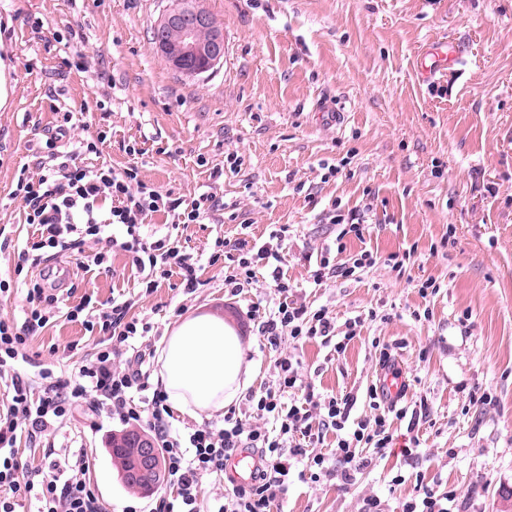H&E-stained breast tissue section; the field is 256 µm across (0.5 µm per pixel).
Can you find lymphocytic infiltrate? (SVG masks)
Returning <instances> with one entry per match:
<instances>
[{
    "instance_id": "f902f5d3",
    "label": "lymphocytic infiltrate",
    "mask_w": 512,
    "mask_h": 512,
    "mask_svg": "<svg viewBox=\"0 0 512 512\" xmlns=\"http://www.w3.org/2000/svg\"><path fill=\"white\" fill-rule=\"evenodd\" d=\"M56 116L54 128L45 136L37 173L21 168L12 191L24 205L26 223L36 227L21 250L24 261L37 266L52 255L82 251L87 241L94 240L107 248L86 255V266L105 264L110 250L124 252L149 293L174 270L184 292L195 293L201 286V266L219 263L224 266V285L232 294L258 284L287 293L281 255L287 225L253 244L244 239L233 244L216 235L206 258L181 252L172 241L173 231L183 224L223 223V202L208 191L185 202L141 180L134 166L118 170L79 165V157L97 152L107 134L99 132L94 140L74 139L73 112L60 109ZM158 213L167 217L163 235L146 233L147 219ZM25 300L22 317H0V512H20L30 503L35 512H105L86 479V449L59 456L54 448H46L43 465L31 469L16 448L19 429H26L31 438H43L80 407L124 424L146 425L153 432L168 490L150 512H201L198 495L203 478L227 479V461L243 448L258 457L253 479L217 495L212 512H272L275 502L286 495L291 477L315 483L333 471L343 483H351L370 468L374 457L393 449V422L404 420L413 428L429 415L427 404L408 408L387 400L383 390L373 385L366 397L376 412L374 421H351L356 396L316 392L302 380L301 360L288 354L277 361L275 386L247 393L254 417L239 416L231 408L222 424L205 422L180 432L172 427L167 394L151 382L153 368L138 340L148 335L152 325L131 316L133 299L118 295L104 309L87 295L69 307L58 294L35 282L29 284ZM60 318L83 321L86 330L100 334L93 358L73 379L33 364L24 352L32 336ZM365 323L359 315L348 318L346 331L340 334L324 307L296 306L283 299L260 316L257 326L270 346L285 339L296 344L317 339L331 353L340 354ZM125 352L129 361L117 365ZM330 432L336 435L335 448L319 452ZM367 448L373 449V456H364Z\"/></svg>"
}]
</instances>
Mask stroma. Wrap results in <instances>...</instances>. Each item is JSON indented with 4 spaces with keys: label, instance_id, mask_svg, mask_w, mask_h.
<instances>
[{
    "label": "stroma",
    "instance_id": "1",
    "mask_svg": "<svg viewBox=\"0 0 512 512\" xmlns=\"http://www.w3.org/2000/svg\"><path fill=\"white\" fill-rule=\"evenodd\" d=\"M170 4L0 0V56L9 62L0 104V277H42L18 255L16 242L32 228L10 192L16 173L36 163V143L55 119L47 94L57 88L59 106L78 114L74 137L107 133L99 154L82 164L137 165L140 179L188 201L209 184L232 205L235 217L222 228L180 227L181 251L209 254L216 232L233 241L245 223L254 237L288 225L289 301L326 306L340 325L360 313L378 318L330 361L313 340L264 349L247 310L267 308L272 290L232 295L215 265L202 271L195 293L183 294L173 274L147 294L119 252L109 266L88 270L74 255L50 260L65 279L68 305L88 294L102 304L116 293L136 295L134 312L152 323L154 350L181 317L220 314L256 368L252 389L271 384L276 361L293 350L304 381L328 394H357L355 412L367 417L378 339L393 345L413 379L410 395L426 401L419 456L404 463L387 456L352 485L332 474L294 483L272 512H363L373 496L395 512L419 479L456 490L458 512H512V0H205L224 28L226 54L197 78L172 70L151 40ZM57 34L70 36L84 70L65 71L62 52L45 48ZM437 39L455 40L469 63L428 86L416 59ZM323 101L343 106L342 128L317 123L314 109ZM128 141L142 143V154L124 153ZM232 155L239 167H230ZM324 161L342 172L324 179ZM214 171L219 179H211ZM335 207L367 226L363 239H348L347 254L407 251L403 269L379 264L313 286V258L336 236L324 220ZM429 278L440 290L421 296L418 286ZM424 309L428 318L416 319ZM96 340L81 322L61 319L30 338L26 352L72 377ZM475 392L488 403L472 404ZM125 430L83 408L50 442L87 449V478L106 512L153 500L122 483L106 450L107 439ZM50 443L23 430L17 437L22 461L34 467ZM395 467L405 482L392 488L386 476Z\"/></svg>",
    "mask_w": 512,
    "mask_h": 512
}]
</instances>
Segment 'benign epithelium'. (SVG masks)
<instances>
[{
    "label": "benign epithelium",
    "mask_w": 512,
    "mask_h": 512,
    "mask_svg": "<svg viewBox=\"0 0 512 512\" xmlns=\"http://www.w3.org/2000/svg\"><path fill=\"white\" fill-rule=\"evenodd\" d=\"M203 0H173V5L155 26L154 44L168 65L188 77H199L223 63L224 31ZM135 448L126 469L128 485L144 493L154 488L159 469L156 444L148 436L131 431L113 441V448L125 444Z\"/></svg>",
    "instance_id": "7a95c632"
}]
</instances>
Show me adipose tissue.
I'll return each instance as SVG.
<instances>
[{
  "label": "adipose tissue",
  "instance_id": "adipose-tissue-1",
  "mask_svg": "<svg viewBox=\"0 0 512 512\" xmlns=\"http://www.w3.org/2000/svg\"><path fill=\"white\" fill-rule=\"evenodd\" d=\"M156 382L181 413L198 418L224 411L249 383L250 366L236 329L214 313L180 321L159 347Z\"/></svg>",
  "mask_w": 512,
  "mask_h": 512
}]
</instances>
